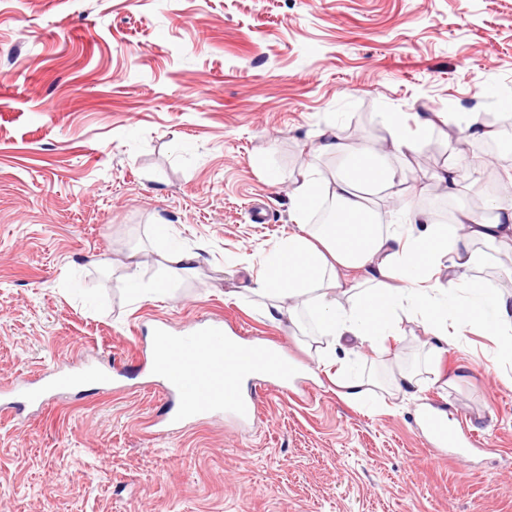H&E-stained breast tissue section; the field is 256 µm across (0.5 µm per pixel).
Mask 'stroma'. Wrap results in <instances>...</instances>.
Segmentation results:
<instances>
[{"mask_svg":"<svg viewBox=\"0 0 512 512\" xmlns=\"http://www.w3.org/2000/svg\"><path fill=\"white\" fill-rule=\"evenodd\" d=\"M389 112L450 119L393 158L406 180L380 220L440 199L451 163L449 209L483 215L485 144L453 124L512 118V0H0V512H512V386L482 330L435 357L405 319L325 363L305 308L297 333L251 292L262 252L297 231L301 173L337 169L318 132L372 148ZM163 229L205 245L195 273L167 276ZM132 259L165 294L135 298ZM213 322L284 347L296 386L255 381L248 424L167 430L150 338ZM345 357L380 383L373 405L341 397ZM91 366L120 383L14 408L9 387ZM426 406L477 454L431 448Z\"/></svg>","mask_w":512,"mask_h":512,"instance_id":"35a3bbf8","label":"stroma"}]
</instances>
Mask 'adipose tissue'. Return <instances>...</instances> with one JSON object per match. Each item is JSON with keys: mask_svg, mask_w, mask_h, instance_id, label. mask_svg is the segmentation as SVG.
I'll return each instance as SVG.
<instances>
[{"mask_svg": "<svg viewBox=\"0 0 512 512\" xmlns=\"http://www.w3.org/2000/svg\"><path fill=\"white\" fill-rule=\"evenodd\" d=\"M432 124L431 116L418 117L412 131L402 114L388 113V139L379 149H354L332 127L321 132L317 154L338 159L340 169L329 180L303 172L291 193L302 230L261 259L253 292L266 299L271 321L297 324L291 303L299 299L322 335L337 340L376 343L395 335L406 316L419 319L438 344L456 345L476 324L500 341L503 359L512 363V299L469 274L481 260L474 243L512 242V204L494 203L490 221L460 210L452 225L432 223L422 211L402 224H382L370 207L368 190L391 191L405 179L391 156L416 151L418 134ZM327 199L344 221L308 227L310 210ZM445 262L458 274L442 283L433 275ZM344 270L364 276L351 283L341 279Z\"/></svg>", "mask_w": 512, "mask_h": 512, "instance_id": "obj_1", "label": "adipose tissue"}]
</instances>
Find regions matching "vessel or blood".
<instances>
[{
  "label": "vessel or blood",
  "instance_id": "obj_1",
  "mask_svg": "<svg viewBox=\"0 0 512 512\" xmlns=\"http://www.w3.org/2000/svg\"><path fill=\"white\" fill-rule=\"evenodd\" d=\"M161 355L162 363L156 372L180 404L174 415L178 422L190 416L219 412L239 421L249 419L257 411L258 398L242 391L239 372L271 370L284 383L292 376L281 354L259 343L252 346L240 343L219 323L182 336L168 344ZM423 423L435 442L456 447L455 432L447 421L427 413Z\"/></svg>",
  "mask_w": 512,
  "mask_h": 512
}]
</instances>
